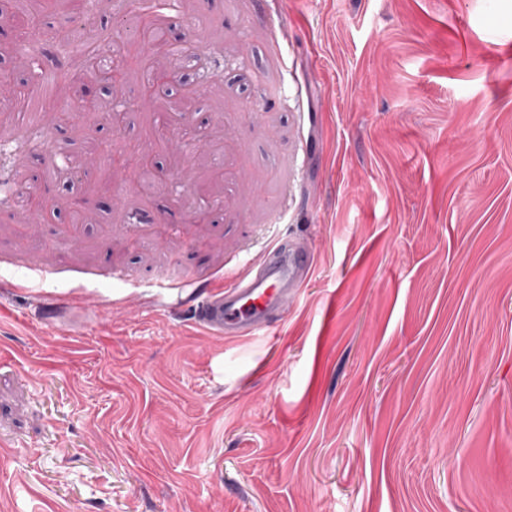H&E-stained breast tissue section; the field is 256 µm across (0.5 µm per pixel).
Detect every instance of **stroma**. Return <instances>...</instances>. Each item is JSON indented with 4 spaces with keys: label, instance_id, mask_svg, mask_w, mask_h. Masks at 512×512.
<instances>
[{
    "label": "stroma",
    "instance_id": "obj_1",
    "mask_svg": "<svg viewBox=\"0 0 512 512\" xmlns=\"http://www.w3.org/2000/svg\"><path fill=\"white\" fill-rule=\"evenodd\" d=\"M195 17L223 184L154 145L132 74L120 130L0 146V512H512V0H190L175 32ZM64 23L36 17L44 69L101 95ZM284 238L313 265L266 333L197 326Z\"/></svg>",
    "mask_w": 512,
    "mask_h": 512
}]
</instances>
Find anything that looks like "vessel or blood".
Masks as SVG:
<instances>
[{
    "label": "vessel or blood",
    "instance_id": "obj_1",
    "mask_svg": "<svg viewBox=\"0 0 512 512\" xmlns=\"http://www.w3.org/2000/svg\"><path fill=\"white\" fill-rule=\"evenodd\" d=\"M311 266L307 251L284 242L273 244L258 268L234 276L224 289L201 302L194 310V319L213 335H258L282 313Z\"/></svg>",
    "mask_w": 512,
    "mask_h": 512
}]
</instances>
